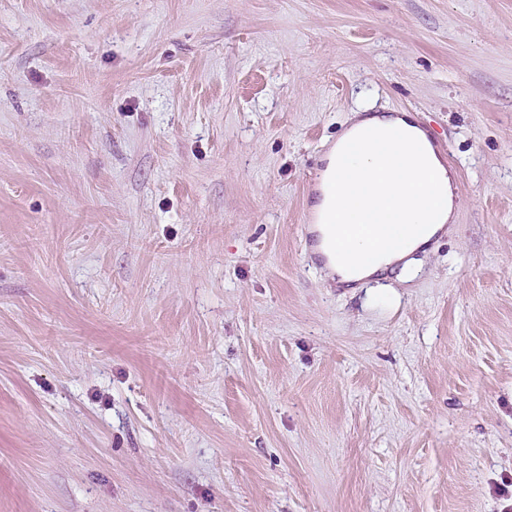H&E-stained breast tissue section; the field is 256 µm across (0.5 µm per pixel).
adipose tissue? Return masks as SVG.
I'll use <instances>...</instances> for the list:
<instances>
[{
    "instance_id": "1",
    "label": "adipose tissue",
    "mask_w": 512,
    "mask_h": 512,
    "mask_svg": "<svg viewBox=\"0 0 512 512\" xmlns=\"http://www.w3.org/2000/svg\"><path fill=\"white\" fill-rule=\"evenodd\" d=\"M323 160L317 249L339 283L399 265L442 232L457 207L448 168L409 114L356 115ZM390 225L405 231L400 248L375 249L374 228Z\"/></svg>"
}]
</instances>
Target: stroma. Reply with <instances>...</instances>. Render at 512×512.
I'll list each match as a JSON object with an SVG mask.
<instances>
[{
  "label": "stroma",
  "mask_w": 512,
  "mask_h": 512,
  "mask_svg": "<svg viewBox=\"0 0 512 512\" xmlns=\"http://www.w3.org/2000/svg\"><path fill=\"white\" fill-rule=\"evenodd\" d=\"M362 109L458 208L350 288ZM0 512H512V0H0Z\"/></svg>",
  "instance_id": "stroma-1"
}]
</instances>
